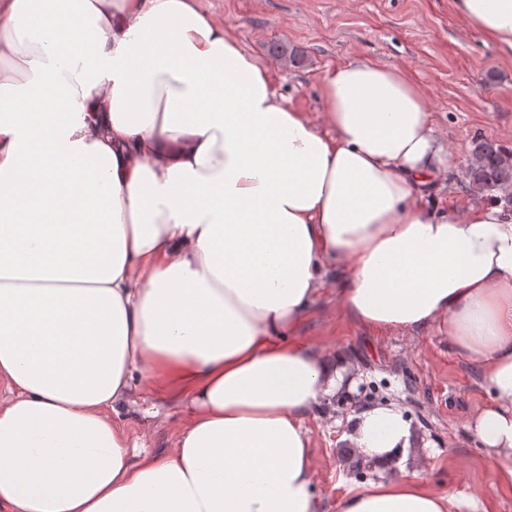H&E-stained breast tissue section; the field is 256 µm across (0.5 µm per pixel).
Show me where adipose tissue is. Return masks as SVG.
I'll return each mask as SVG.
<instances>
[{
	"label": "adipose tissue",
	"mask_w": 512,
	"mask_h": 512,
	"mask_svg": "<svg viewBox=\"0 0 512 512\" xmlns=\"http://www.w3.org/2000/svg\"><path fill=\"white\" fill-rule=\"evenodd\" d=\"M512 57V0H455ZM324 124L200 0H0V512H321L305 420L344 357L294 336L328 279L375 333L445 332L466 423L512 488V209L423 199L449 155L423 91L355 59ZM167 386L173 447L112 415ZM368 461L400 411L357 415ZM418 471L336 512H455Z\"/></svg>",
	"instance_id": "ef3b65f1"
}]
</instances>
